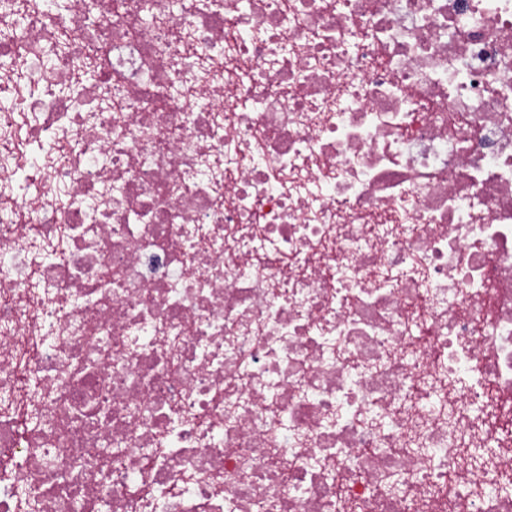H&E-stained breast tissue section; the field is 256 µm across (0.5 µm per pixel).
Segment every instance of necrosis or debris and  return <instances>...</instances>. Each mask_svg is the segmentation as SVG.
Returning <instances> with one entry per match:
<instances>
[{
  "mask_svg": "<svg viewBox=\"0 0 512 512\" xmlns=\"http://www.w3.org/2000/svg\"><path fill=\"white\" fill-rule=\"evenodd\" d=\"M0 211V512H512V0H0Z\"/></svg>",
  "mask_w": 512,
  "mask_h": 512,
  "instance_id": "obj_1",
  "label": "necrosis or debris"
}]
</instances>
